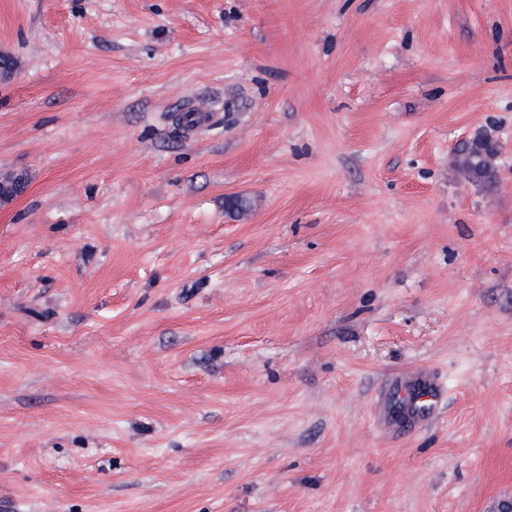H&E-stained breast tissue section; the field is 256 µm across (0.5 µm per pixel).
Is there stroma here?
<instances>
[{"label":"stroma","instance_id":"1","mask_svg":"<svg viewBox=\"0 0 512 512\" xmlns=\"http://www.w3.org/2000/svg\"><path fill=\"white\" fill-rule=\"evenodd\" d=\"M0 53V512L512 498V0H0ZM398 398L402 395L404 406L410 415L425 417L432 415L441 403L443 391L437 383H423L415 388L400 386L395 389Z\"/></svg>","mask_w":512,"mask_h":512}]
</instances>
